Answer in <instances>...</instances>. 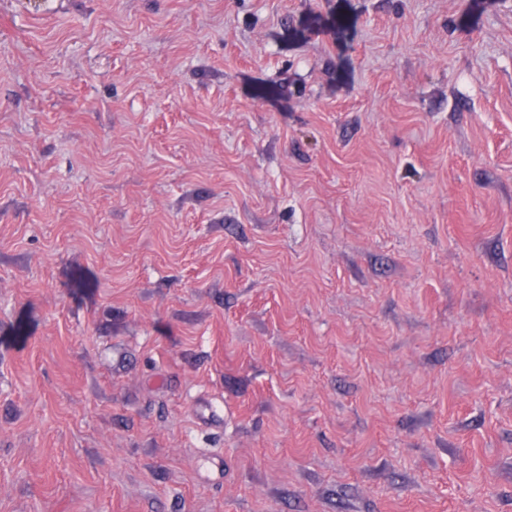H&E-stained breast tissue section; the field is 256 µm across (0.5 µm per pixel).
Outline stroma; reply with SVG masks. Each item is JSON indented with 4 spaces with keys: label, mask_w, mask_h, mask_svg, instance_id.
Listing matches in <instances>:
<instances>
[{
    "label": "stroma",
    "mask_w": 512,
    "mask_h": 512,
    "mask_svg": "<svg viewBox=\"0 0 512 512\" xmlns=\"http://www.w3.org/2000/svg\"><path fill=\"white\" fill-rule=\"evenodd\" d=\"M0 512H512V0H0Z\"/></svg>",
    "instance_id": "1"
}]
</instances>
